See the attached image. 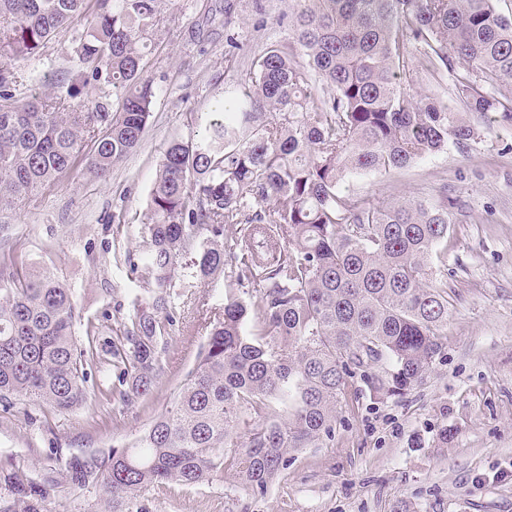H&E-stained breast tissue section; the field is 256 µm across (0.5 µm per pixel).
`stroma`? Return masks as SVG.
Listing matches in <instances>:
<instances>
[{"mask_svg": "<svg viewBox=\"0 0 512 512\" xmlns=\"http://www.w3.org/2000/svg\"><path fill=\"white\" fill-rule=\"evenodd\" d=\"M288 10L289 0H163L146 71L157 96L141 146L106 181L74 173L0 212V247L23 243L24 270L53 271L83 318L110 333L134 298L148 296L130 263L143 249L139 231L165 149L202 136L207 112L231 98L254 53L287 42ZM77 35L74 27L59 32L26 64L17 103L56 84ZM342 188L376 204L459 202L434 265L448 280L452 313L431 372L407 394L382 400L351 379L332 436L288 454L264 492L243 489L228 470L195 489H146L136 512H512V127L483 129L469 150L452 145L397 174H353ZM230 289L250 305L262 291L219 275L176 295L184 327L168 338L147 403L118 411L95 398L75 412H0V461L22 460L41 473L57 465L48 453L55 444L81 455L134 443L197 362L206 341L199 300L222 305Z\"/></svg>", "mask_w": 512, "mask_h": 512, "instance_id": "35a3bbf8", "label": "stroma"}]
</instances>
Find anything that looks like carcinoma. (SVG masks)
Instances as JSON below:
<instances>
[{
    "mask_svg": "<svg viewBox=\"0 0 512 512\" xmlns=\"http://www.w3.org/2000/svg\"><path fill=\"white\" fill-rule=\"evenodd\" d=\"M161 2L0 0V211L74 172L104 181L139 147ZM497 2L290 0L288 43L265 50L200 139L168 145L133 268L152 301L134 299L112 337L82 322L55 273L20 272V244L0 253L5 410L20 398L58 412L92 396L145 402L174 325L171 289L206 286L229 261L236 283L264 285L251 308L225 296L174 405L133 446L71 455L37 477L21 461L0 464V512H47L65 488L98 489L103 512H128L148 487L192 488L227 469L261 492L288 452L333 433L349 379L379 399L423 382L451 311L432 269L456 203L374 205L341 185L450 142L467 150L480 122L512 125V16ZM82 18L61 93L15 104L18 64ZM423 71L451 75L464 111L423 88ZM99 83L115 107L85 101ZM228 224L238 226L229 241Z\"/></svg>",
    "mask_w": 512,
    "mask_h": 512,
    "instance_id": "obj_1",
    "label": "carcinoma"
}]
</instances>
